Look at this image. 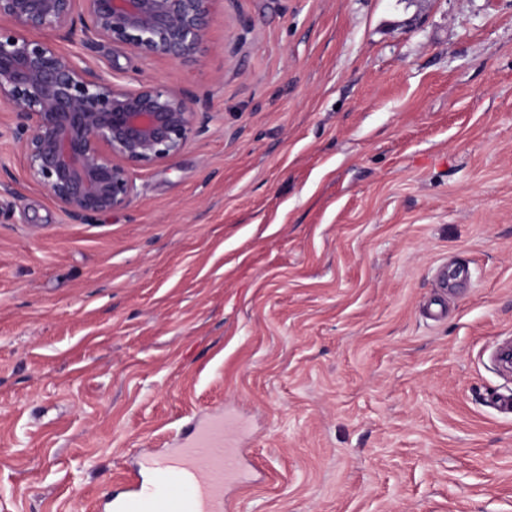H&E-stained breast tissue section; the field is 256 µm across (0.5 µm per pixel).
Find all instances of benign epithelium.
Returning <instances> with one entry per match:
<instances>
[{
	"label": "benign epithelium",
	"mask_w": 512,
	"mask_h": 512,
	"mask_svg": "<svg viewBox=\"0 0 512 512\" xmlns=\"http://www.w3.org/2000/svg\"><path fill=\"white\" fill-rule=\"evenodd\" d=\"M214 0H0V117L27 179L74 224L127 208L131 169L169 161L200 131L197 97L148 81L130 89L56 44L123 45L175 62L206 38Z\"/></svg>",
	"instance_id": "benign-epithelium-1"
}]
</instances>
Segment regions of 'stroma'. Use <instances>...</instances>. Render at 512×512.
<instances>
[{
    "label": "stroma",
    "mask_w": 512,
    "mask_h": 512,
    "mask_svg": "<svg viewBox=\"0 0 512 512\" xmlns=\"http://www.w3.org/2000/svg\"><path fill=\"white\" fill-rule=\"evenodd\" d=\"M62 47L205 128L87 224L0 130V512H86L213 410L229 512H512V0H214L187 62Z\"/></svg>",
    "instance_id": "obj_1"
}]
</instances>
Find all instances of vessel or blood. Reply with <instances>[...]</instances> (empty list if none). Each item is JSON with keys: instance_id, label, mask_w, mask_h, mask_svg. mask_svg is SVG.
Wrapping results in <instances>:
<instances>
[{"instance_id": "obj_1", "label": "vessel or blood", "mask_w": 512, "mask_h": 512, "mask_svg": "<svg viewBox=\"0 0 512 512\" xmlns=\"http://www.w3.org/2000/svg\"><path fill=\"white\" fill-rule=\"evenodd\" d=\"M152 479L126 495L106 496L104 512H227V485L238 482L241 466L223 413L198 418L188 435L164 451L140 459Z\"/></svg>"}]
</instances>
